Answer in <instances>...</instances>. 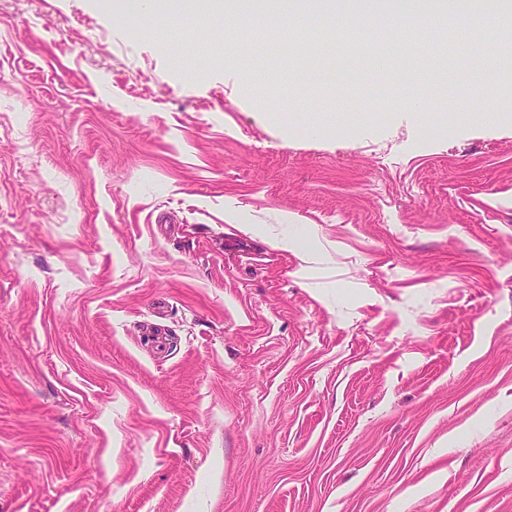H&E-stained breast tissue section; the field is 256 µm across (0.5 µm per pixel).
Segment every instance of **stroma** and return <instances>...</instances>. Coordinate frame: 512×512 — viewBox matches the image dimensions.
Wrapping results in <instances>:
<instances>
[{"instance_id":"obj_1","label":"stroma","mask_w":512,"mask_h":512,"mask_svg":"<svg viewBox=\"0 0 512 512\" xmlns=\"http://www.w3.org/2000/svg\"><path fill=\"white\" fill-rule=\"evenodd\" d=\"M401 7L0 0V512H512V40ZM427 23L421 22L411 13H395L391 19V28L394 31H403L409 40H415L421 28L432 27L440 21L436 12L428 13Z\"/></svg>"}]
</instances>
